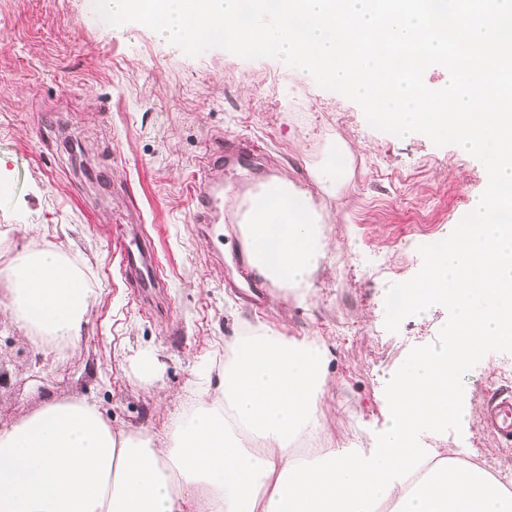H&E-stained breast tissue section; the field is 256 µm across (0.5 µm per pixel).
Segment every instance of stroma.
Listing matches in <instances>:
<instances>
[{"label": "stroma", "mask_w": 512, "mask_h": 512, "mask_svg": "<svg viewBox=\"0 0 512 512\" xmlns=\"http://www.w3.org/2000/svg\"><path fill=\"white\" fill-rule=\"evenodd\" d=\"M304 63L238 54L201 42H164L131 21L104 22L96 0H0V240L64 252L96 299L82 340L61 355L10 324L0 284V429L45 397L84 398L113 426L166 441L173 415L194 396L195 368L221 369L224 342L262 325L331 350L320 403L324 432L343 448L372 447L387 412L390 375L437 343L453 310L430 320L390 311L413 279L425 241H455L487 182L486 163L453 139L404 136ZM60 125L45 135L44 123ZM354 152L339 195L313 171L337 139ZM224 151V210L240 212L242 186L280 176L306 188L325 221L328 254L310 297L298 302L257 282L237 223L197 221L195 184ZM141 228L165 288L150 312L133 296L113 253L116 234ZM153 351L150 382L136 355ZM468 426L420 431L427 448H451L512 487V446L483 433L490 390L512 392V351L489 348L464 379Z\"/></svg>", "instance_id": "obj_1"}]
</instances>
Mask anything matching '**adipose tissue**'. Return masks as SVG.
Returning a JSON list of instances; mask_svg holds the SVG:
<instances>
[{"mask_svg":"<svg viewBox=\"0 0 512 512\" xmlns=\"http://www.w3.org/2000/svg\"><path fill=\"white\" fill-rule=\"evenodd\" d=\"M448 20L447 0H100L113 24L153 27L167 41L204 40L241 54L303 59L404 133L454 135L488 160V186L466 232L428 253L401 289L402 308L428 318L452 305L437 344L391 374L374 447L312 448L329 352L250 326L225 342L216 378L200 387L168 440L114 430L85 399L48 401L0 430V512H512V488L424 429L467 425L464 373L491 347L512 350V0ZM454 78L438 92L436 65ZM241 241L251 269L309 291L328 250L308 193L272 177L249 194ZM11 322L39 348L78 346L93 300L59 249L30 246L0 266Z\"/></svg>","mask_w":512,"mask_h":512,"instance_id":"1","label":"adipose tissue"}]
</instances>
